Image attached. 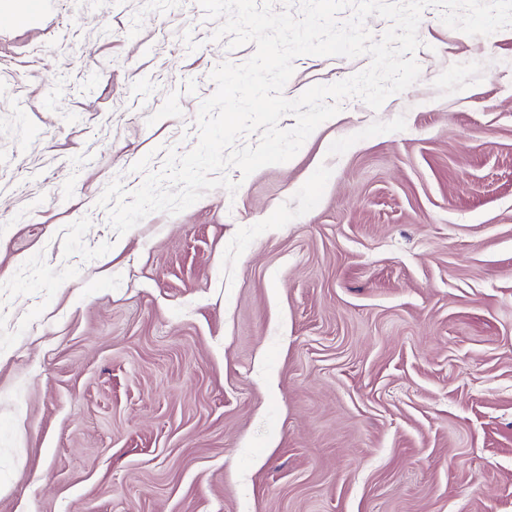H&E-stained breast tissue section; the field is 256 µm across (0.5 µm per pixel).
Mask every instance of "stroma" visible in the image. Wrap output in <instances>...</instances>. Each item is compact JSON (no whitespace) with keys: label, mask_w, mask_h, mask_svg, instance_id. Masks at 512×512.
Listing matches in <instances>:
<instances>
[{"label":"stroma","mask_w":512,"mask_h":512,"mask_svg":"<svg viewBox=\"0 0 512 512\" xmlns=\"http://www.w3.org/2000/svg\"><path fill=\"white\" fill-rule=\"evenodd\" d=\"M0 0V512H512V27L117 235L198 142L197 0ZM370 59L302 55L298 98Z\"/></svg>","instance_id":"1"}]
</instances>
